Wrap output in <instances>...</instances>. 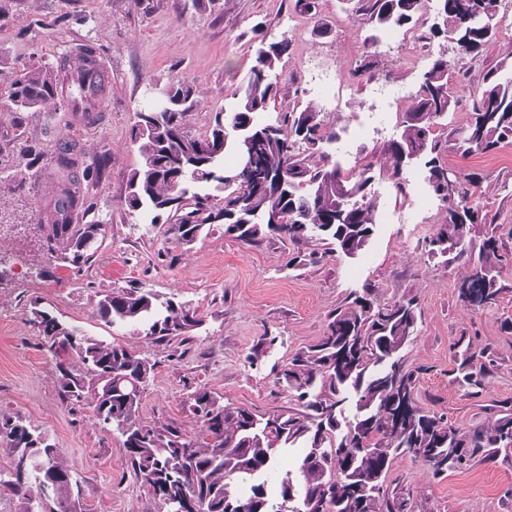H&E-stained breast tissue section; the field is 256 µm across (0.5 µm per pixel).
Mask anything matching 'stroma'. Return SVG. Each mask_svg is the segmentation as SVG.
Segmentation results:
<instances>
[{"label":"stroma","instance_id":"1","mask_svg":"<svg viewBox=\"0 0 512 512\" xmlns=\"http://www.w3.org/2000/svg\"><path fill=\"white\" fill-rule=\"evenodd\" d=\"M318 4L312 15L295 0H0V91L13 71L38 61L60 65L67 51L84 44L94 46L109 76L105 108L94 123L59 104L25 113L22 127L25 139L45 153L66 138L76 142L84 162L107 157L101 178L87 187L92 208L83 221L106 227L89 264L79 270L61 266L43 247L37 224L55 193L52 166L29 170L16 163L0 179V418L22 416L49 435L81 485L86 512L158 507L134 474L120 437L102 430L91 407L63 401L52 356L29 322L36 303L85 334L156 361L140 418L189 436L199 430L188 400L198 388L260 413L290 407L291 398L273 383L275 370L322 335L328 312L367 286L383 301L407 295L419 300L418 333L403 355L418 372L414 398L423 410L471 429L484 425L497 406L512 407V234L501 236L508 259L500 273L503 294L496 304L471 310L458 287L474 265L466 257L448 261L429 254L425 241L445 209L432 198L422 163L406 170L405 187L397 189L386 148L399 132L402 112L380 110L384 92L396 84L417 86L427 57L446 53L460 102L434 129L440 160L449 169L479 174L473 206L512 225V142L465 158L451 148L457 129L470 119L483 74L512 56V0L503 2L499 37L477 60L428 39L433 10L423 12L414 31H392L391 41L370 51L364 44L370 26L351 0ZM259 22L267 40L289 42L268 118L316 103L339 135L336 156L344 170L372 168L380 221L359 256L316 255L311 246L287 240L246 245L225 236L220 224L187 248L142 223L125 204L129 172L140 162L131 128L149 88L174 78L194 84L201 104L188 123L192 132L205 133L217 113L235 105L257 46L252 27ZM319 26L324 36H315ZM333 82L347 88L338 106L322 91ZM300 251L308 262L289 265ZM129 284L197 309L203 324L194 338L155 343L133 329L106 326L96 313V292ZM264 336L275 343L254 358ZM469 342L490 347L495 359L480 391L454 379L455 355ZM389 479L409 484L414 512H512V456L474 461L442 476L407 456L395 461Z\"/></svg>","mask_w":512,"mask_h":512}]
</instances>
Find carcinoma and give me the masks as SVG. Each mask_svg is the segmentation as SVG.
<instances>
[{
  "label": "carcinoma",
  "instance_id": "1",
  "mask_svg": "<svg viewBox=\"0 0 512 512\" xmlns=\"http://www.w3.org/2000/svg\"><path fill=\"white\" fill-rule=\"evenodd\" d=\"M503 0H434L436 21L427 39L453 43L471 59L483 55L497 36ZM424 0H358L357 11L367 16L373 34L365 38L372 49L378 33L416 22ZM288 41L261 40L233 111L216 115L203 135L192 133L188 113L199 105L197 88L185 81L168 83L162 109L143 106L131 129L140 163L128 176L126 203L153 227L179 245L190 246L216 222L224 233L245 244L275 238L294 244L317 242L330 253L357 256L378 224L379 201L371 191V167L343 172L323 145L336 141L317 106L310 103L282 120H260L276 97L282 58ZM67 71L42 63L27 66L11 82L13 122L22 128L23 113L56 103L70 86L69 97L79 107L85 86L94 95L104 91L105 77L95 66V51L85 45ZM448 58L441 54L424 71L410 109L401 118L399 137L387 151L395 176L413 160L424 161L426 180L446 206L445 217L429 239L428 253L459 259L472 256L471 227L486 223L468 201L479 186L474 174L448 177L440 163L433 128L455 110L457 95H448ZM13 150L32 169L44 154L22 142ZM512 142V58L504 59L483 76L480 98L471 120L455 139L463 156L487 153ZM257 152L252 176L226 182L228 151L240 159ZM56 191L46 223L38 225L50 255L71 258L82 268L96 251L94 225L76 224L87 213L82 183L95 181L105 165L99 157L80 167L76 144L61 140L51 157ZM281 173L269 188L258 185L270 170ZM183 172L185 204H173L171 177ZM286 223L268 224L271 213ZM503 255L499 238L488 234L479 246L474 273L459 286V298L478 311L493 303ZM97 314L107 326H126L153 342L187 339L202 325L197 310L171 298L135 286L114 287L99 295ZM416 299L382 302L373 288L352 291L348 301L332 310L316 343L302 347L276 371L274 384L296 402L279 413L261 414L244 406L221 402L199 388L189 397L199 417L200 433L190 437L173 427L155 428L139 415L143 394L155 364L127 347L88 336L74 326L70 335L79 351L70 354L68 342L56 338L55 327L38 329L42 344L55 358L64 399L75 406L90 405L102 428L122 438L127 459L148 494L164 505L190 502L189 512H413L407 484L388 483L393 462L418 455L435 475L456 471L479 457L487 463L512 452V413L464 431L444 418L423 411L415 402V378L392 364L417 330ZM485 350L466 347L454 372L459 383L480 386L489 376ZM220 401L210 415L201 412L206 399ZM0 446L12 465L0 474V495L20 501L21 512H42L35 501L42 486L54 504L50 512H84L81 489L55 444L20 416L0 419ZM30 449L33 459L21 481L13 477L18 449Z\"/></svg>",
  "mask_w": 512,
  "mask_h": 512
}]
</instances>
